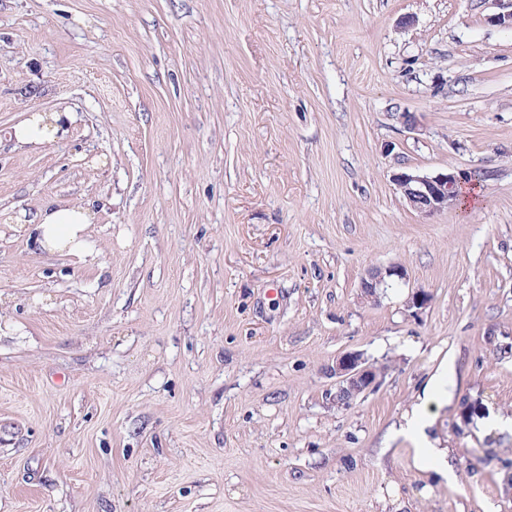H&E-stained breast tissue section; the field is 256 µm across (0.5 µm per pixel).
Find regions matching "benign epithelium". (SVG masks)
I'll return each mask as SVG.
<instances>
[{"instance_id": "obj_1", "label": "benign epithelium", "mask_w": 512, "mask_h": 512, "mask_svg": "<svg viewBox=\"0 0 512 512\" xmlns=\"http://www.w3.org/2000/svg\"><path fill=\"white\" fill-rule=\"evenodd\" d=\"M468 174L452 167L434 175L412 169H401L392 180L406 202L421 214L432 216L457 205L460 189L468 183ZM404 276L401 267L394 266L381 273L370 271L362 278L360 288L366 299L377 298V288L384 276ZM333 372L338 379L336 395L349 397L363 394L377 385V372L366 364L361 354L345 353L336 359Z\"/></svg>"}]
</instances>
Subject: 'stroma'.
<instances>
[{"mask_svg":"<svg viewBox=\"0 0 512 512\" xmlns=\"http://www.w3.org/2000/svg\"><path fill=\"white\" fill-rule=\"evenodd\" d=\"M498 10L0 0V209L90 207L97 252L0 230V512H512ZM61 109L65 135L16 145ZM405 167L480 173L479 194L424 216ZM354 351L381 376L343 406Z\"/></svg>","mask_w":512,"mask_h":512,"instance_id":"obj_1","label":"stroma"}]
</instances>
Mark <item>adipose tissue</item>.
Here are the masks:
<instances>
[{
	"label": "adipose tissue",
	"instance_id": "ef3b65f1",
	"mask_svg": "<svg viewBox=\"0 0 512 512\" xmlns=\"http://www.w3.org/2000/svg\"><path fill=\"white\" fill-rule=\"evenodd\" d=\"M70 115L66 112L34 113L13 129L16 143L36 145L64 133ZM90 208L67 200H52L39 211L37 243L44 251L66 254L85 261L96 252L89 239Z\"/></svg>",
	"mask_w": 512,
	"mask_h": 512
}]
</instances>
